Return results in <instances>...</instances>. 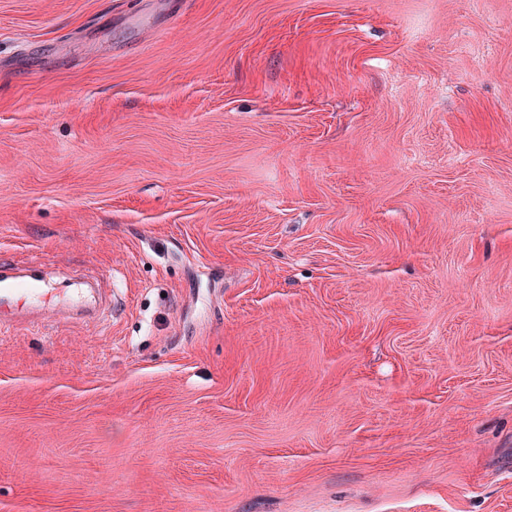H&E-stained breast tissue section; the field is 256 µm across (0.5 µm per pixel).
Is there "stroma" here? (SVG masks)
<instances>
[{
  "instance_id": "obj_1",
  "label": "stroma",
  "mask_w": 512,
  "mask_h": 512,
  "mask_svg": "<svg viewBox=\"0 0 512 512\" xmlns=\"http://www.w3.org/2000/svg\"><path fill=\"white\" fill-rule=\"evenodd\" d=\"M0 512H512V0H0ZM43 263L32 261L29 265L20 267L14 262H0V305L1 308L15 310L26 309L28 311L53 310V308L42 305L41 297L47 290L48 282L42 275ZM26 271L25 275L18 272ZM21 296L24 302L21 303Z\"/></svg>"
}]
</instances>
